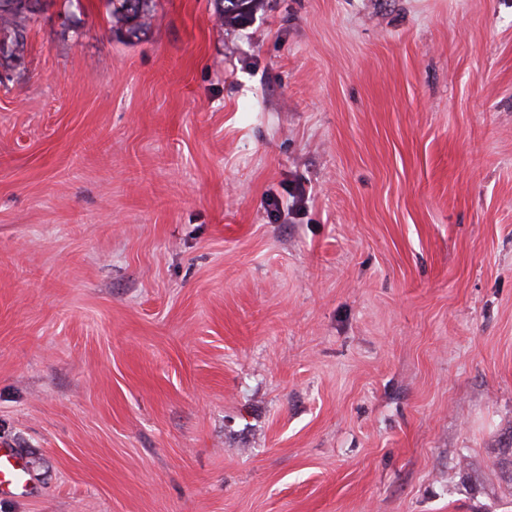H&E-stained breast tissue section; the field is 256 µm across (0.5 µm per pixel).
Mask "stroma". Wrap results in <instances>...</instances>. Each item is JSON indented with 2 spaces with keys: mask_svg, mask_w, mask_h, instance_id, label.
Masks as SVG:
<instances>
[{
  "mask_svg": "<svg viewBox=\"0 0 512 512\" xmlns=\"http://www.w3.org/2000/svg\"><path fill=\"white\" fill-rule=\"evenodd\" d=\"M67 8L0 86V512H512V0ZM112 33L127 41L138 39L152 25L155 16L153 0H105ZM255 0H213V13L221 26L225 23L236 24L245 19ZM26 462L19 453L0 449V494L25 489L29 485Z\"/></svg>",
  "mask_w": 512,
  "mask_h": 512,
  "instance_id": "obj_1",
  "label": "stroma"
}]
</instances>
